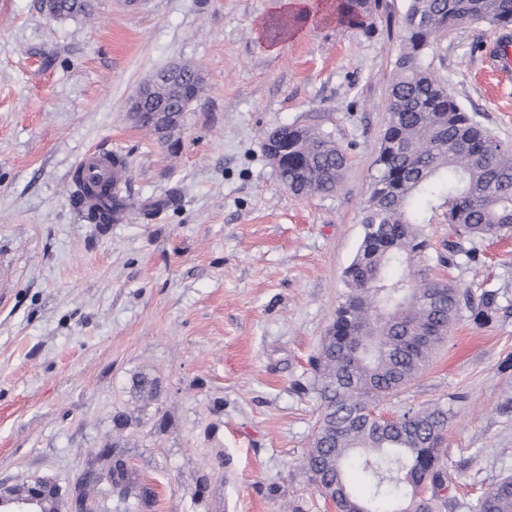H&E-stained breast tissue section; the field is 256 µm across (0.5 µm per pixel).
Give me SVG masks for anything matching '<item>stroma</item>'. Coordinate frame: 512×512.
Masks as SVG:
<instances>
[{
    "mask_svg": "<svg viewBox=\"0 0 512 512\" xmlns=\"http://www.w3.org/2000/svg\"><path fill=\"white\" fill-rule=\"evenodd\" d=\"M272 3L94 0L93 19L49 21L39 0H0L1 485L40 477L67 497L91 472L94 512H136L107 481L121 411L136 421L121 452L155 490L152 512H331L302 467L320 412L310 360L363 238L405 0H383L370 32L320 19L276 50L255 35ZM497 34L455 31L431 61L512 144V82L482 55ZM174 63L205 82L167 147L128 104ZM286 124L346 150L340 190L283 186L262 140ZM93 149L126 162L127 211L109 224L72 200L70 174ZM468 248L473 260L442 274L471 306L380 404L448 407L452 512L512 476V240ZM141 372L161 382L153 402L131 390Z\"/></svg>",
    "mask_w": 512,
    "mask_h": 512,
    "instance_id": "obj_1",
    "label": "stroma"
}]
</instances>
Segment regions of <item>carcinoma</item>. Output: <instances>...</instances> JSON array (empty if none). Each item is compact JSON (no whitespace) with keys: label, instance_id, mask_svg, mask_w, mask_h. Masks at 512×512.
I'll return each instance as SVG.
<instances>
[{"label":"carcinoma","instance_id":"cac0c4a2","mask_svg":"<svg viewBox=\"0 0 512 512\" xmlns=\"http://www.w3.org/2000/svg\"><path fill=\"white\" fill-rule=\"evenodd\" d=\"M341 21L367 28L381 0H341ZM87 0H61V17L91 15ZM486 22L512 26V0H406L401 47L389 89V121L375 159L376 174L364 209V235L346 271L348 291L312 360L320 380V414L302 466L321 497L340 512H448L437 494L448 483L449 410L435 405L396 417L377 414L380 402L417 378L448 337L467 295L433 273L421 225L441 218L459 241L440 264L463 255L460 240L512 238V145L473 119L448 83L424 64L448 33ZM288 156L278 175L288 190L333 194L347 155L330 137L305 128L288 132ZM86 218L110 224L124 208L108 185H99ZM372 342L365 355L358 346ZM133 389L154 398L157 378L140 374ZM355 463L367 494L346 478ZM112 486L140 509L155 492L128 462L112 455ZM477 512H512V476L490 484Z\"/></svg>","mask_w":512,"mask_h":512}]
</instances>
